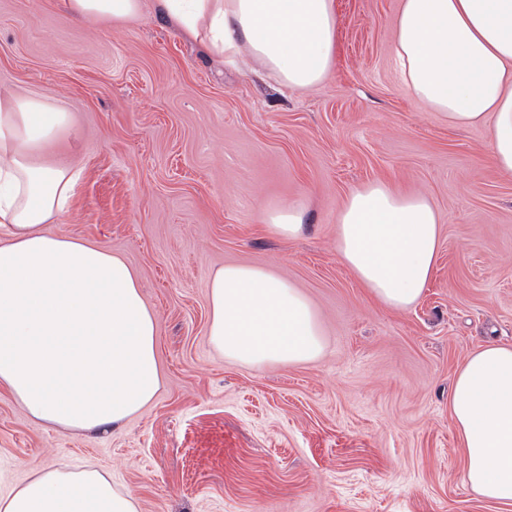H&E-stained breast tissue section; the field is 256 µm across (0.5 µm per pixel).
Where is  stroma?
I'll return each instance as SVG.
<instances>
[{
	"label": "stroma",
	"instance_id": "stroma-1",
	"mask_svg": "<svg viewBox=\"0 0 512 512\" xmlns=\"http://www.w3.org/2000/svg\"><path fill=\"white\" fill-rule=\"evenodd\" d=\"M336 59L307 91L215 61L144 0L76 19L0 0V91L52 95L73 129L46 148L84 171L52 233L122 257L158 320L160 388L119 427H48L0 389V495L48 467L95 465L139 512H498L463 481L448 414L463 360L512 344V177L486 128L418 105L391 58L401 0H335ZM385 180L441 216L433 277L393 310L336 255V212ZM303 209L285 240L261 213ZM267 268L313 303V363L238 364L210 345L208 283Z\"/></svg>",
	"mask_w": 512,
	"mask_h": 512
}]
</instances>
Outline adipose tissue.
<instances>
[{
    "instance_id": "1",
    "label": "adipose tissue",
    "mask_w": 512,
    "mask_h": 512,
    "mask_svg": "<svg viewBox=\"0 0 512 512\" xmlns=\"http://www.w3.org/2000/svg\"><path fill=\"white\" fill-rule=\"evenodd\" d=\"M184 37L247 55L288 89L317 86L336 52L335 0H156ZM77 18L126 21L142 0H62ZM391 53L416 102L456 128L487 126L490 158L512 176V0H403ZM70 125L52 97L0 94V386L52 427H116L156 396L157 319L127 263L49 232L82 171L41 151ZM439 214L422 194L371 182L336 214V254L370 295L406 310L438 258ZM211 345L252 367L317 360L323 332L307 297L265 268L231 265L209 282ZM448 411L464 483L512 512V345L489 343L454 378ZM0 512H138L99 469L44 468L0 497Z\"/></svg>"
}]
</instances>
